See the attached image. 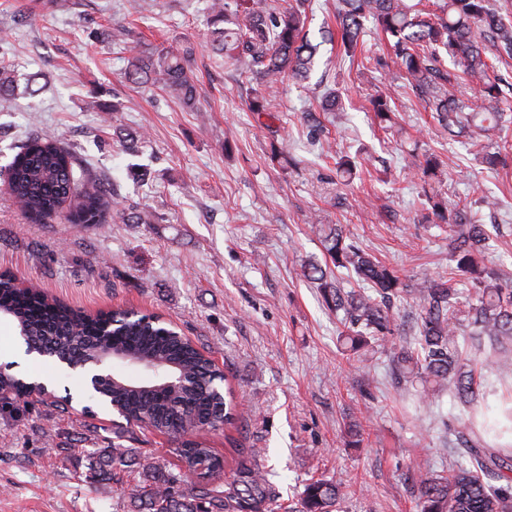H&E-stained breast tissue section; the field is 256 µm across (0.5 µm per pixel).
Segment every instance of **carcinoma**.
I'll return each mask as SVG.
<instances>
[{
	"label": "carcinoma",
	"instance_id": "obj_1",
	"mask_svg": "<svg viewBox=\"0 0 512 512\" xmlns=\"http://www.w3.org/2000/svg\"><path fill=\"white\" fill-rule=\"evenodd\" d=\"M422 0H337L336 30L320 32L313 42L307 27L309 0H210V45L225 60L243 66L253 83L248 109L257 117L271 112L277 84L287 75L307 80L317 70L319 48L336 44L338 55L353 59L364 21L387 39L399 60L406 87L448 134L475 128L487 133L501 127L498 102L503 79L490 75L493 61L512 58V21L491 0H441L437 12ZM125 77L150 85L178 100L192 112L201 111L200 93L191 69L193 48L178 53L158 49L130 50ZM479 86L480 102L457 95L464 82ZM14 71L0 62V99L14 95ZM379 122L392 120V99L379 91L370 99ZM76 160L55 134L29 138L8 164V192L32 221L59 217L70 224H95L112 209L129 224H153L158 214L147 206L128 205L97 180L77 173ZM414 166L422 177L442 175L439 159L426 155ZM432 215L448 225V255L454 274L466 279L474 295L460 309V289L446 273L426 274L412 285L398 270L378 260L336 228L325 236L326 250L337 268L353 271L363 288L346 289L316 264L302 275L320 290L325 305L343 314L340 336L346 349L357 352L367 340H384L399 329V309L412 303L417 311L414 332L401 337L392 355L397 374L394 388L406 391L421 384L424 391H450L462 410H473L483 398L474 367L512 368V285L502 274L479 262L488 238L485 225L465 210L450 212L437 193L426 195ZM14 321L27 341L41 345L57 338L53 357L87 358L85 343L101 340L135 360L154 367L158 375L136 385L121 374L103 386V399L128 420L179 440L176 455L185 471L204 470L201 479L184 486L180 475L161 467L142 468L137 483L127 487L137 512H279V491L252 455H237L235 474L216 484L210 476L226 461L190 436L221 425H232L237 404L226 376L172 324L143 322L128 311L86 316L44 295L16 286L0 275V316ZM457 450L448 469L428 471L413 465L418 481L416 512H512V494L496 481L512 482L505 474L512 455L484 448L469 420L450 430ZM130 449L116 443L92 458L88 470L101 481L115 479L131 468ZM345 496L340 480L311 479L298 493L291 512H334Z\"/></svg>",
	"mask_w": 512,
	"mask_h": 512
}]
</instances>
